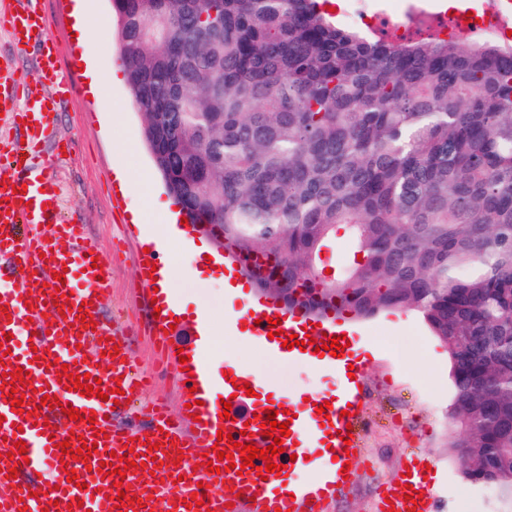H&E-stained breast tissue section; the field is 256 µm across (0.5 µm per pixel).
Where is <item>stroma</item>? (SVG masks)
<instances>
[{"label": "stroma", "mask_w": 512, "mask_h": 512, "mask_svg": "<svg viewBox=\"0 0 512 512\" xmlns=\"http://www.w3.org/2000/svg\"><path fill=\"white\" fill-rule=\"evenodd\" d=\"M93 4L99 17L112 15L110 0H42V9L56 38L57 59L64 72L75 73L80 92L60 99L53 134L37 164L45 167L57 186L62 217L78 216L101 250L112 256V296L101 309L113 325L135 334L145 316L137 255V241L123 237L124 224L143 201L145 187L140 172L150 174L154 203L150 223L164 229V213L173 203L144 144L143 119L129 99L126 82L108 85L103 94L90 89V72L97 62L112 61L121 67L117 43H104L99 32L75 38L70 29L84 2ZM485 0H375L376 11L393 20H407L413 7L441 12L453 6L472 12L482 10ZM114 109H107L106 101ZM61 142L70 151L58 150ZM135 144L138 176L119 184L122 158L118 145ZM223 266L207 264L201 278L181 280L176 296L187 313L206 310L213 323V344L218 354L235 350V363L262 374L275 388L290 394L303 389L328 392L336 388V376L302 362H279L253 346L241 347L237 332L228 322L244 306L242 298L224 292ZM355 330V340L377 350L366 364V399L363 451L355 475L329 512H376L384 491L398 478L405 465L427 464L434 476L437 512H512V505L486 487L466 481L456 457L445 442L449 435L448 408L453 399L446 347L432 336L417 314L387 311L369 318L344 320Z\"/></svg>", "instance_id": "stroma-1"}]
</instances>
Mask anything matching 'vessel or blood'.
I'll return each instance as SVG.
<instances>
[{
	"label": "vessel or blood",
	"mask_w": 512,
	"mask_h": 512,
	"mask_svg": "<svg viewBox=\"0 0 512 512\" xmlns=\"http://www.w3.org/2000/svg\"><path fill=\"white\" fill-rule=\"evenodd\" d=\"M0 28L7 30L16 49L36 43L42 52V76L34 83L9 64H0V113L18 115L25 132L24 143L0 148V336L9 335L11 347L9 355H0V512H154L159 505L164 512H327L347 485L342 474L346 456L357 453L360 443L356 436L343 441L339 433L359 422L358 416L347 418L343 412L360 402L363 363L354 362L352 375L341 376L327 415L309 408L288 417L283 403L246 395V388L258 386L254 373L236 367L231 377L220 375L212 363L206 316L197 318L191 344L173 341L167 297L150 288L146 296L161 314L148 319L145 333L159 365L175 375L183 389L184 405L176 412L162 402L134 410L132 402L149 378L137 367L133 341L113 333L101 316L112 291V257L88 237L78 218L59 219L55 184L43 171L22 162L49 139L58 98L77 94L79 85L54 59L56 46L41 0H23L20 8L0 10ZM20 99L25 108L19 112L15 104ZM62 239L67 249L58 248ZM59 271L63 280H54ZM249 309L254 320L248 330L261 349L282 359L302 357L330 370L339 365L331 352L318 355L310 345H283L291 334L331 343L338 334L335 319H322L315 327L303 310L282 309L262 296L254 297ZM275 320L282 333L274 337L270 331ZM92 352L98 355L93 362L88 359ZM183 352L191 356L184 365L179 362ZM19 368L31 388L17 412L11 408L7 375ZM65 370L100 381L102 390H123L126 399L115 406L66 390L60 381ZM46 395L54 406L43 405ZM69 407L79 411L80 420L68 418ZM271 408L278 412L277 422L287 423L290 431L282 439L283 453L273 459L280 472L265 479L250 466L240 473L207 472L208 461L216 460L218 453H232L233 442L259 449L271 445L260 427L261 415ZM226 409L231 412L227 419L222 416ZM140 416L146 426L137 425ZM221 432L226 440H218ZM20 440L26 444L21 454L15 451ZM64 440L73 450L89 445L88 461L62 458L57 444ZM312 447L329 449L334 468L311 482L308 490L289 494L285 485L305 465ZM129 448L136 453V466L121 481L112 470ZM153 459L159 466L152 471L148 464ZM11 469L16 477H8ZM71 469L78 475L73 483L67 479ZM224 486L233 487L231 496L221 494ZM122 487L128 499H119ZM412 489L419 492V501L407 500ZM194 496L201 507H187ZM385 496L379 512H434L431 484L417 466Z\"/></svg>",
	"instance_id": "1"
}]
</instances>
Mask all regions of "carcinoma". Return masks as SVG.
Wrapping results in <instances>:
<instances>
[{
    "mask_svg": "<svg viewBox=\"0 0 512 512\" xmlns=\"http://www.w3.org/2000/svg\"><path fill=\"white\" fill-rule=\"evenodd\" d=\"M330 0H112L131 101L193 224L288 308L419 315L462 477L512 502V44L340 26ZM352 265L319 266L336 228Z\"/></svg>",
    "mask_w": 512,
    "mask_h": 512,
    "instance_id": "1",
    "label": "carcinoma"
}]
</instances>
